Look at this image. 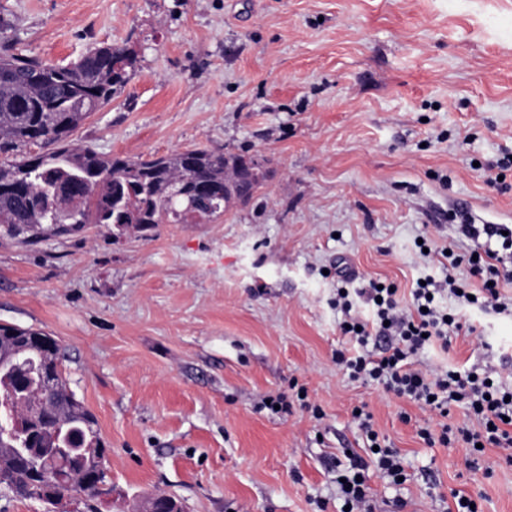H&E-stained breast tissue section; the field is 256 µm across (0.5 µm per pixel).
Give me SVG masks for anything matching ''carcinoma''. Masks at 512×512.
Segmentation results:
<instances>
[{
    "instance_id": "obj_1",
    "label": "carcinoma",
    "mask_w": 512,
    "mask_h": 512,
    "mask_svg": "<svg viewBox=\"0 0 512 512\" xmlns=\"http://www.w3.org/2000/svg\"><path fill=\"white\" fill-rule=\"evenodd\" d=\"M135 62L127 49L112 45L96 46L65 66L0 54V231L33 242L87 224L142 230L198 224L228 212L241 190L262 187L264 175L234 153L193 148L134 160L73 143V132L127 84ZM37 137L52 151H27ZM0 353L23 364L38 362L44 351H18L15 328L0 324ZM72 396L66 383L48 395L42 437L50 448H67L78 435L77 449L42 460L0 449V481L49 474L66 487L84 478L104 448L98 433L87 430L89 411Z\"/></svg>"
}]
</instances>
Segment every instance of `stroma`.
<instances>
[{
  "mask_svg": "<svg viewBox=\"0 0 512 512\" xmlns=\"http://www.w3.org/2000/svg\"><path fill=\"white\" fill-rule=\"evenodd\" d=\"M112 44L135 69L74 132L107 156L207 148L261 161L251 201L205 224L0 236V323L62 347L65 376L109 450L112 512L150 495L185 512H340L336 466L368 443L355 408L397 449L407 481L372 479L379 512H512L506 449L475 469L462 440L427 445L420 403L352 380L336 278L360 289L445 285L417 243L473 244L451 215L512 227L489 166L512 154V0H0V50L65 65ZM476 334L423 367L498 371L512 388V313L462 309ZM285 396L273 413L267 398Z\"/></svg>",
  "mask_w": 512,
  "mask_h": 512,
  "instance_id": "obj_1",
  "label": "stroma"
}]
</instances>
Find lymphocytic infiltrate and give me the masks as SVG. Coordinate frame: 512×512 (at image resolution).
Here are the masks:
<instances>
[{"label": "lymphocytic infiltrate", "mask_w": 512, "mask_h": 512, "mask_svg": "<svg viewBox=\"0 0 512 512\" xmlns=\"http://www.w3.org/2000/svg\"><path fill=\"white\" fill-rule=\"evenodd\" d=\"M447 259L452 272L463 267L469 273L463 280L454 275L448 279V295L457 306L474 303L499 312L512 306L500 293L501 283H512V271L499 268L498 251L487 248L475 255L451 253ZM436 294V288L430 285H417L411 304L405 307L393 285L370 286L365 295L372 306L371 318L346 320L341 331L363 343L372 337L386 338L387 343L359 355L340 351L336 360L350 378L383 384L396 396L426 403L443 417L448 416L452 403L467 402L477 427L461 429L460 434L470 447L465 464L472 468L480 448L512 447V390L505 389L491 372L478 368L460 372L416 367L415 358L427 345L447 341L464 328L456 314L438 307ZM358 420L373 449L364 457L349 455V465L340 473L339 491L349 512H375L369 496L371 477L386 478L395 484L404 476L405 467L396 449L379 445L371 414L359 412Z\"/></svg>", "instance_id": "f902f5d3"}]
</instances>
